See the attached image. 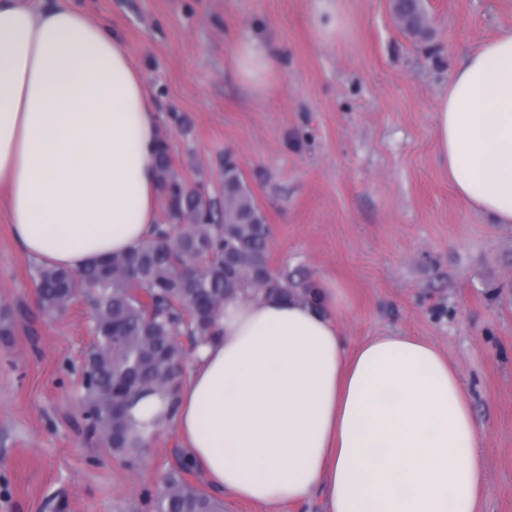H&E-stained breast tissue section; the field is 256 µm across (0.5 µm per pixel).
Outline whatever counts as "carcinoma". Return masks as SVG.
<instances>
[{
	"label": "carcinoma",
	"mask_w": 512,
	"mask_h": 512,
	"mask_svg": "<svg viewBox=\"0 0 512 512\" xmlns=\"http://www.w3.org/2000/svg\"><path fill=\"white\" fill-rule=\"evenodd\" d=\"M395 12L411 35L429 33L421 0H395ZM157 175L166 219L133 251L74 274L38 266L34 279L42 310L63 312L82 298L92 314L95 343L83 372L86 435L130 463L150 447L159 423L136 421L133 410L150 396L173 417L182 375L169 364L207 341L229 294L252 298L302 292L274 275L253 276L256 258L268 252L271 226L236 166L224 168L223 203L186 186L160 139ZM192 468L175 454L160 491L147 495L150 512H221L217 500L191 481Z\"/></svg>",
	"instance_id": "cac0c4a2"
}]
</instances>
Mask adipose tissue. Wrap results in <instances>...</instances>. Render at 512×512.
Returning <instances> with one entry per match:
<instances>
[{
  "label": "adipose tissue",
  "instance_id": "adipose-tissue-1",
  "mask_svg": "<svg viewBox=\"0 0 512 512\" xmlns=\"http://www.w3.org/2000/svg\"><path fill=\"white\" fill-rule=\"evenodd\" d=\"M239 80L269 89L273 52L244 40ZM448 182L512 224V30L453 70L435 115ZM156 107L125 40L75 0H0V186L14 240L74 273L159 221ZM338 291L225 299L172 423L217 494L322 512H482L486 461L458 368L401 333L349 346Z\"/></svg>",
  "mask_w": 512,
  "mask_h": 512
}]
</instances>
